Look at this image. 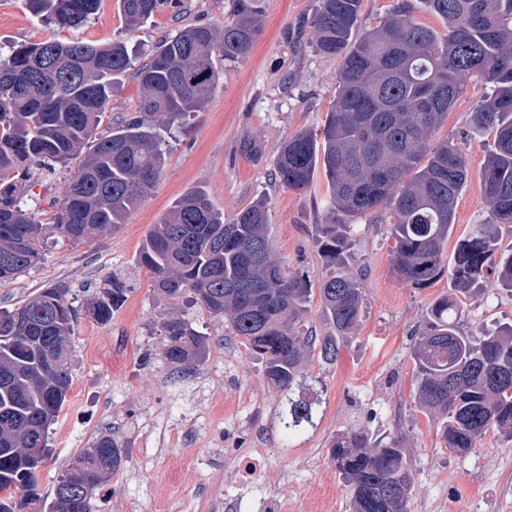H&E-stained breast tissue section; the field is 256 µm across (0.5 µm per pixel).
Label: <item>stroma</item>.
<instances>
[{
  "instance_id": "obj_1",
  "label": "stroma",
  "mask_w": 512,
  "mask_h": 512,
  "mask_svg": "<svg viewBox=\"0 0 512 512\" xmlns=\"http://www.w3.org/2000/svg\"><path fill=\"white\" fill-rule=\"evenodd\" d=\"M318 8L319 0H264L254 48L237 61L219 62L221 76L205 108L165 132L164 172L126 224L90 242L49 232L41 261L0 282V308L61 282L81 312L70 339L72 386L39 471L41 496H52L58 474L82 448L109 435L125 446L126 459L93 497L91 512H349L331 448L338 435L357 431L377 439L403 436L415 472L407 512H512V443L490 432L470 454L455 455L414 405L413 337L432 301L453 283L446 274L424 288L403 281L386 224L369 216L355 220L358 260L350 270L364 292L362 321L337 361L305 355L293 397L313 402L314 425L291 435L279 424L283 391L234 336L229 320L211 315L190 294L161 296L139 262L152 225L187 191L200 189L228 220L267 200L275 258L312 284L325 277L315 227L329 216L326 180L316 175L296 191L274 172L282 143L319 125L336 96L338 62L313 47ZM230 19L229 0H178L131 32L118 0H103L84 27L55 31L32 15L26 0H0V47L35 43L53 31L62 40H127L147 52L185 26L220 27ZM489 91L468 79L440 132L469 162L456 207L457 237L488 219L480 174L492 140L470 132L467 114ZM69 179L68 169L58 167L24 182V207L50 223ZM112 276L122 278L128 292L102 322L85 308ZM172 318L205 337L199 360L177 367L163 357L162 324ZM499 322H512V296L490 278L466 302L459 326L476 336ZM258 448L264 457L243 481L240 462Z\"/></svg>"
}]
</instances>
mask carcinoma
<instances>
[{"mask_svg":"<svg viewBox=\"0 0 512 512\" xmlns=\"http://www.w3.org/2000/svg\"><path fill=\"white\" fill-rule=\"evenodd\" d=\"M32 14L60 28H80L102 0H27ZM166 0H119L126 27L137 30ZM363 0H320L313 45L340 61L336 97L323 123L281 146L275 175L307 189L322 171L332 219L317 225L315 244L333 272L318 285L322 312L336 335L304 330L306 276L273 256L267 203L229 222L207 194L185 193L153 225L140 263L153 287L174 298L188 291L261 356L267 378L288 392L301 377L303 353L337 359L358 328L364 307L359 280L346 272L357 257L351 217L385 212L394 267L416 288L445 271L458 196L467 181L466 154L438 140L448 111L475 77L491 93L467 114L475 134L493 136L481 167L489 220L457 242L454 288L435 299L414 337V403L432 418L446 448L466 455L492 431L512 441V325L474 338L457 317L486 275L512 295V248L501 228L512 224V0H395L373 28L360 25ZM437 17L442 29L419 21ZM262 0H232L222 28H182L138 64L124 42L95 44L51 34L0 52V281L36 265L46 235L93 240L126 223L166 165L161 127L201 111L220 71L216 57L247 54L262 31ZM133 72L138 115L103 135L112 89ZM75 164L65 198L44 224L21 205L16 176L32 168ZM119 278L105 281L86 312L107 320L126 295ZM69 288L56 284L12 311H0V512H88L80 492L94 494L124 461L109 435L97 438L57 477L53 498L38 496L42 461L25 450L47 442L72 385L69 338L78 311ZM163 356L172 365L195 361L205 339L181 320L163 323ZM312 407L288 400L282 418L295 432ZM336 470L350 490V512H404L414 475L403 440L370 442L363 432L336 438Z\"/></svg>","mask_w":512,"mask_h":512,"instance_id":"1","label":"carcinoma"}]
</instances>
